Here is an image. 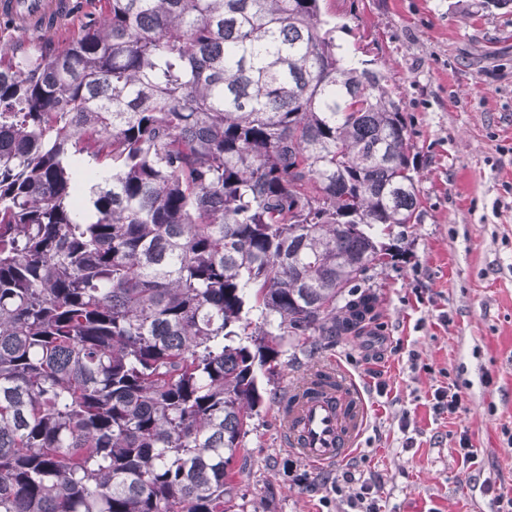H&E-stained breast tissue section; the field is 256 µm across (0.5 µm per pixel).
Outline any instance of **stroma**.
<instances>
[{
    "label": "stroma",
    "mask_w": 512,
    "mask_h": 512,
    "mask_svg": "<svg viewBox=\"0 0 512 512\" xmlns=\"http://www.w3.org/2000/svg\"><path fill=\"white\" fill-rule=\"evenodd\" d=\"M336 41L375 60L410 122L421 223L375 267L373 319L333 343L289 336L232 468V512H345L357 471L384 512H497L512 493V2L325 0ZM355 378L367 425L319 469L284 448L279 398L313 369ZM458 392L451 416L436 388ZM468 437L476 464L463 462Z\"/></svg>",
    "instance_id": "stroma-1"
}]
</instances>
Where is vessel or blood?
Returning <instances> with one entry per match:
<instances>
[{
    "mask_svg": "<svg viewBox=\"0 0 512 512\" xmlns=\"http://www.w3.org/2000/svg\"><path fill=\"white\" fill-rule=\"evenodd\" d=\"M22 7L35 20L46 14L44 0H0V15L14 16ZM277 412L284 445L319 466L346 458L365 421L358 384L332 366L317 369L290 387Z\"/></svg>",
    "mask_w": 512,
    "mask_h": 512,
    "instance_id": "1",
    "label": "vessel or blood"
}]
</instances>
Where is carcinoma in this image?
<instances>
[{"mask_svg":"<svg viewBox=\"0 0 512 512\" xmlns=\"http://www.w3.org/2000/svg\"><path fill=\"white\" fill-rule=\"evenodd\" d=\"M85 5L0 46V512H224L257 372L420 221L411 131L321 0Z\"/></svg>","mask_w":512,"mask_h":512,"instance_id":"cac0c4a2","label":"carcinoma"}]
</instances>
